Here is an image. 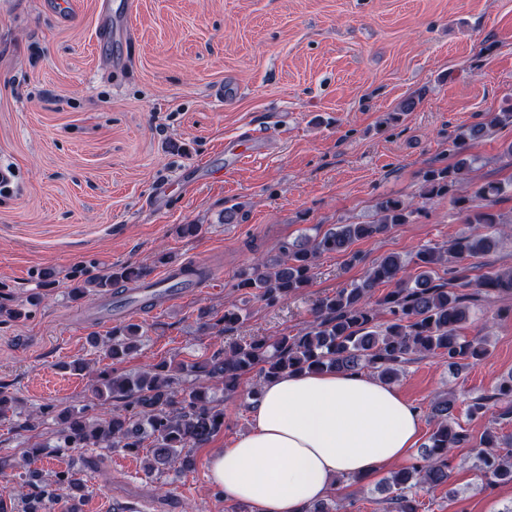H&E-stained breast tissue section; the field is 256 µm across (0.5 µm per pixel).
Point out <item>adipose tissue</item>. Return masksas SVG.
I'll return each mask as SVG.
<instances>
[{
  "label": "adipose tissue",
  "mask_w": 512,
  "mask_h": 512,
  "mask_svg": "<svg viewBox=\"0 0 512 512\" xmlns=\"http://www.w3.org/2000/svg\"><path fill=\"white\" fill-rule=\"evenodd\" d=\"M250 429L214 450L211 474L226 500L250 512H305L340 474L366 475L407 460L421 413L390 384L324 370L265 382Z\"/></svg>",
  "instance_id": "ef3b65f1"
}]
</instances>
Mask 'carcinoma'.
<instances>
[{
    "instance_id": "cac0c4a2",
    "label": "carcinoma",
    "mask_w": 512,
    "mask_h": 512,
    "mask_svg": "<svg viewBox=\"0 0 512 512\" xmlns=\"http://www.w3.org/2000/svg\"><path fill=\"white\" fill-rule=\"evenodd\" d=\"M512 126V111L489 114L482 122L460 127L450 136L454 151L463 153L469 143L482 139L498 128ZM474 162L463 157L453 167L431 168L423 175L421 199L449 198L464 214L475 231L440 246L426 247L409 259L392 253L381 258L360 282L322 298L310 324L294 336L253 337L237 342L227 350L199 363H165L134 376L115 370L99 374L94 398L106 411L89 418L85 410L59 409L45 405L42 418L63 419L57 430L61 448H124L136 450L149 442L151 467L186 466V448H202L224 427V410L213 387L236 391L244 377L257 373L259 382L248 391L256 400L261 382L289 372L372 371L389 383L398 377L408 357L434 354L448 366L462 371L476 364L488 349L484 337L468 338L461 329L479 308V302L495 294L512 295V269H484L480 258L495 248L500 225L512 224L493 204L505 192L499 182H472L468 196L456 193L457 185L473 171ZM378 219L373 224H335L326 231L314 227V234L284 250L283 257L269 262L257 259L243 270L236 287L267 302L275 303L298 293L312 281L319 256L346 252L362 240H370L409 222L415 210L392 197L377 202ZM467 260L469 264L460 265ZM149 269L115 266L106 275H90L76 270L70 276V296L80 299L101 294L115 282L144 283ZM394 284L380 300L371 302L380 285ZM26 316L24 306L14 303L10 286L0 283V318L16 321ZM245 320L240 308H228L218 319L205 320L202 327L221 335ZM143 336L140 324L128 323L112 330V335L92 344H102L112 361L127 358ZM201 374L215 386L193 382L184 384V375ZM456 397L446 393L430 405L433 429L412 463L392 471L383 479L389 492L385 512H419L415 489L448 483L449 454L466 441L468 434L455 415ZM465 415L469 420H487V427L474 446L476 469L489 483L512 482V435L499 427L512 423V376L495 385L492 392L471 399ZM508 452H502V449ZM25 485L35 489L26 497L28 512L50 509L74 487L82 486L78 472L66 470L46 479L39 470L28 472Z\"/></svg>"
}]
</instances>
